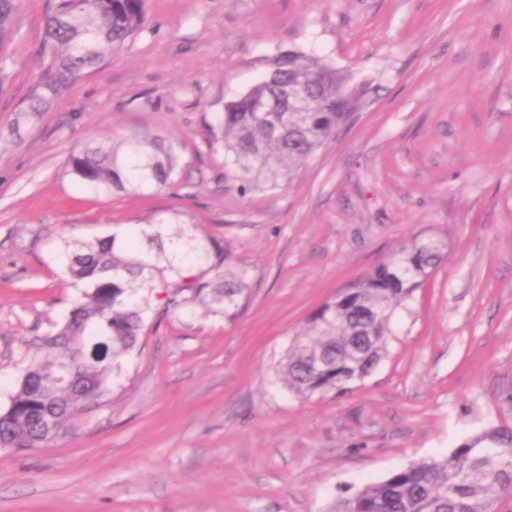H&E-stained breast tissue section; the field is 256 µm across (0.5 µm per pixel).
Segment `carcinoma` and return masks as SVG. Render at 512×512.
<instances>
[{
	"label": "carcinoma",
	"instance_id": "cac0c4a2",
	"mask_svg": "<svg viewBox=\"0 0 512 512\" xmlns=\"http://www.w3.org/2000/svg\"><path fill=\"white\" fill-rule=\"evenodd\" d=\"M17 11L18 0H0V86L8 78L5 42L16 33ZM143 21L144 0H54L42 46L50 61L24 111H44L64 85L95 68L106 51L120 49ZM270 71L227 103L211 127L209 148L224 149V164L244 190L291 178L353 118L365 96L352 75L302 51L273 58ZM291 88L302 110L282 112ZM177 168L174 145L147 134L108 147L87 143L67 162L77 185L108 195L162 188ZM176 226L178 250H161L153 259L143 245L162 246L164 222L123 238L114 233L88 243L63 241L57 259L81 296L60 329L43 340L51 355L29 359L0 412V448L47 445L90 400L110 391L121 359L137 347L147 326L150 307L142 292L166 289L157 311L162 317L196 305L227 320L236 316L249 291L248 270L230 263L223 240ZM442 250L434 239H416L316 310L277 365L288 392L308 400L344 392L367 377L386 353L396 309L434 271ZM60 366L71 373L54 385L49 377ZM48 419L57 431L45 428ZM510 495L512 426H495L446 455L343 490L326 512H501Z\"/></svg>",
	"mask_w": 512,
	"mask_h": 512
}]
</instances>
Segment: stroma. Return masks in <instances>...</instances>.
Instances as JSON below:
<instances>
[{"mask_svg":"<svg viewBox=\"0 0 512 512\" xmlns=\"http://www.w3.org/2000/svg\"><path fill=\"white\" fill-rule=\"evenodd\" d=\"M50 0H21L0 88V407L79 297L55 255L181 214L250 292L225 320L154 317L111 392L48 446L0 448V512H325L339 491L512 424V0H145L118 51L26 111ZM365 84L289 184L240 193L210 126L288 51ZM146 133L161 190L78 188L69 156ZM444 259L397 308L388 353L303 401L275 370L308 317L416 238Z\"/></svg>","mask_w":512,"mask_h":512,"instance_id":"obj_1","label":"stroma"}]
</instances>
